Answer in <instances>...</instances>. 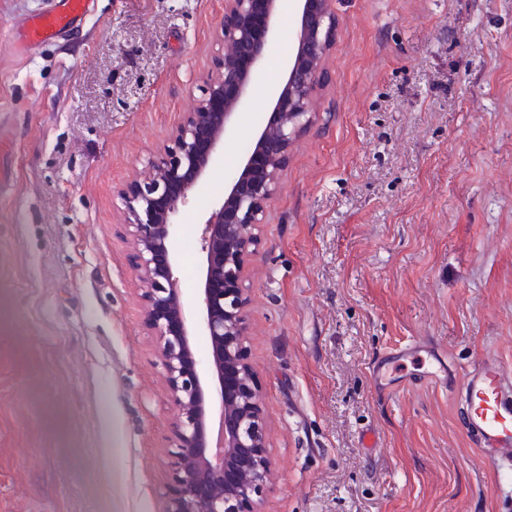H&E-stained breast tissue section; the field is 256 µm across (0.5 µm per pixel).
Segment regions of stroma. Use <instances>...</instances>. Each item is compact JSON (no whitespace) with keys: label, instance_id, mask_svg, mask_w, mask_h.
I'll return each instance as SVG.
<instances>
[{"label":"stroma","instance_id":"stroma-1","mask_svg":"<svg viewBox=\"0 0 512 512\" xmlns=\"http://www.w3.org/2000/svg\"><path fill=\"white\" fill-rule=\"evenodd\" d=\"M51 5L0 0V512H165L176 410L120 192L215 72L224 0H92L69 40L16 51ZM333 8L316 116L245 282L273 468L258 512H512L449 392L487 356L512 367V0ZM279 10L256 92L294 47L295 0ZM263 118L241 112L180 207L186 304ZM427 370L443 381L412 384Z\"/></svg>","mask_w":512,"mask_h":512}]
</instances>
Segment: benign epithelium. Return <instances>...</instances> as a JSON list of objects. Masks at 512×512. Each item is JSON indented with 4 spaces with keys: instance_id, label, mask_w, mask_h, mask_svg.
Returning <instances> with one entry per match:
<instances>
[{
    "instance_id": "7a95c632",
    "label": "benign epithelium",
    "mask_w": 512,
    "mask_h": 512,
    "mask_svg": "<svg viewBox=\"0 0 512 512\" xmlns=\"http://www.w3.org/2000/svg\"><path fill=\"white\" fill-rule=\"evenodd\" d=\"M278 16V0H224L217 72L176 127L172 144L151 162L149 175L121 192L132 228L133 268L144 283L145 323L157 338L178 411L166 512H256L272 476L259 384L246 346L244 282L257 228L266 223L293 144L314 120L334 41L332 0H299L298 46L284 63L271 112L204 223L194 307L182 300L169 243L179 205L208 176L236 132L251 84L277 45ZM200 333L209 342L204 362L193 345Z\"/></svg>"
}]
</instances>
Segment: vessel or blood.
Wrapping results in <instances>:
<instances>
[{"instance_id": "obj_1", "label": "vessel or blood", "mask_w": 512, "mask_h": 512, "mask_svg": "<svg viewBox=\"0 0 512 512\" xmlns=\"http://www.w3.org/2000/svg\"><path fill=\"white\" fill-rule=\"evenodd\" d=\"M89 10V0H55L51 10L30 16L19 38L30 48L62 40ZM467 424L478 448L503 477L512 478V371L488 358L460 382Z\"/></svg>"}]
</instances>
